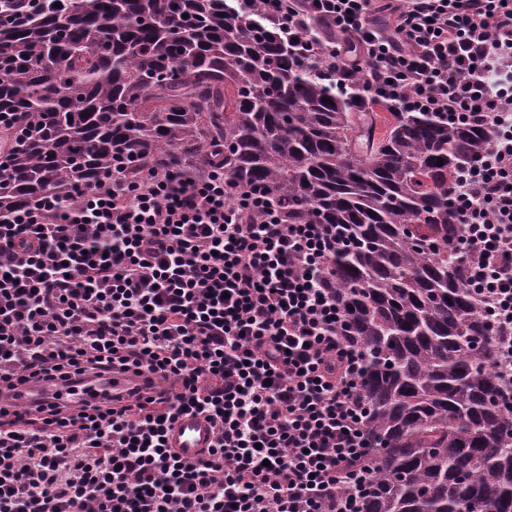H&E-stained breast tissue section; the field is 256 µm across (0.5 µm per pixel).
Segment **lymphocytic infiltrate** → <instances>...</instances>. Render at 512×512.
<instances>
[{
    "instance_id": "lymphocytic-infiltrate-1",
    "label": "lymphocytic infiltrate",
    "mask_w": 512,
    "mask_h": 512,
    "mask_svg": "<svg viewBox=\"0 0 512 512\" xmlns=\"http://www.w3.org/2000/svg\"><path fill=\"white\" fill-rule=\"evenodd\" d=\"M262 7L359 105L488 126L448 197L512 378V0ZM321 24L336 40L308 39ZM342 244L335 225L287 223L216 171H116L75 203L49 194L0 215V512H362L373 443L330 284ZM115 371L143 390L95 408L8 399ZM184 412L214 426L204 458L166 446Z\"/></svg>"
}]
</instances>
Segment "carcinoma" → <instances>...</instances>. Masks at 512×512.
<instances>
[{
	"instance_id": "obj_1",
	"label": "carcinoma",
	"mask_w": 512,
	"mask_h": 512,
	"mask_svg": "<svg viewBox=\"0 0 512 512\" xmlns=\"http://www.w3.org/2000/svg\"><path fill=\"white\" fill-rule=\"evenodd\" d=\"M258 5L0 0V211L71 203L116 168L222 167L288 223L336 225L331 277L374 443L363 512H512V404L448 200L486 130L395 112L377 136Z\"/></svg>"
}]
</instances>
